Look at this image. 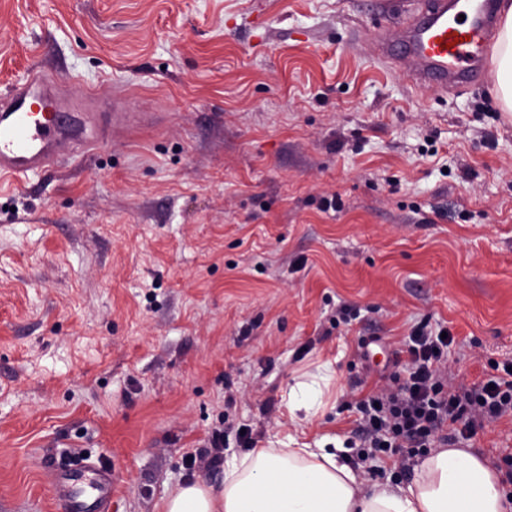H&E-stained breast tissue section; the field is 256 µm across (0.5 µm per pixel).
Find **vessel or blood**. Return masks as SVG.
Instances as JSON below:
<instances>
[{
  "label": "vessel or blood",
  "mask_w": 512,
  "mask_h": 512,
  "mask_svg": "<svg viewBox=\"0 0 512 512\" xmlns=\"http://www.w3.org/2000/svg\"><path fill=\"white\" fill-rule=\"evenodd\" d=\"M497 29V0H425L399 34L378 27L369 34L376 58L392 70L441 91L460 90L486 75V56ZM58 73L32 69L0 97V175L42 171L70 140L87 151L101 147L109 127L148 122L132 103L117 102L88 133L82 113L67 110L56 88ZM54 498L62 512H109L112 473L89 458L58 461Z\"/></svg>",
  "instance_id": "obj_1"
}]
</instances>
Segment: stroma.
I'll use <instances>...</instances> for the list:
<instances>
[{
	"label": "stroma",
	"instance_id": "stroma-1",
	"mask_svg": "<svg viewBox=\"0 0 512 512\" xmlns=\"http://www.w3.org/2000/svg\"><path fill=\"white\" fill-rule=\"evenodd\" d=\"M420 3L0 0V94L42 67L154 115L0 177V512H57L70 452L111 465V512H157L223 482L186 464L213 431L226 460L243 427L257 448L356 441V400L424 321L456 382L512 363V112L492 78L446 95L374 58L372 24ZM326 363L324 411L292 420ZM464 446L506 474L512 420ZM417 465L361 469L382 487Z\"/></svg>",
	"mask_w": 512,
	"mask_h": 512
}]
</instances>
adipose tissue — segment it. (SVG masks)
Returning a JSON list of instances; mask_svg holds the SVG:
<instances>
[{"label":"adipose tissue","mask_w":512,"mask_h":512,"mask_svg":"<svg viewBox=\"0 0 512 512\" xmlns=\"http://www.w3.org/2000/svg\"><path fill=\"white\" fill-rule=\"evenodd\" d=\"M495 94L512 112V0L491 55ZM486 459L463 448L425 458L407 486L370 488L342 447L254 448L226 461L220 487L173 488L160 512H512Z\"/></svg>","instance_id":"obj_1"}]
</instances>
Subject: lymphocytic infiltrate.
Wrapping results in <instances>:
<instances>
[{
  "mask_svg": "<svg viewBox=\"0 0 512 512\" xmlns=\"http://www.w3.org/2000/svg\"><path fill=\"white\" fill-rule=\"evenodd\" d=\"M450 344L420 323L409 336L405 374H391L376 392L357 401L360 461L390 453L406 462L430 447L443 428L466 441L512 417V379L492 377L472 387L449 384L444 361Z\"/></svg>",
  "mask_w": 512,
  "mask_h": 512,
  "instance_id": "f902f5d3",
  "label": "lymphocytic infiltrate"
}]
</instances>
